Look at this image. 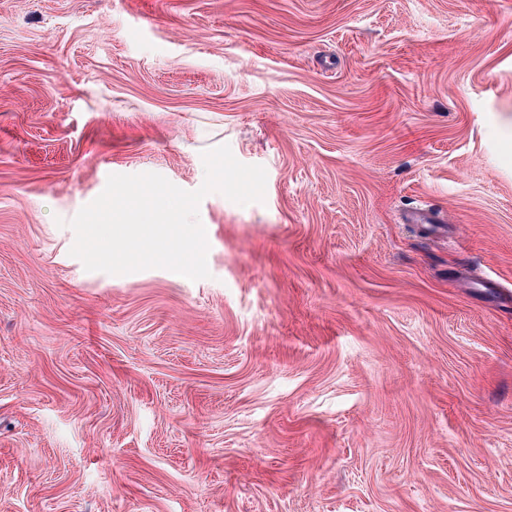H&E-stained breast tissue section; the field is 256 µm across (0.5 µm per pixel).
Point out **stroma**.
<instances>
[{
    "instance_id": "stroma-1",
    "label": "stroma",
    "mask_w": 512,
    "mask_h": 512,
    "mask_svg": "<svg viewBox=\"0 0 512 512\" xmlns=\"http://www.w3.org/2000/svg\"><path fill=\"white\" fill-rule=\"evenodd\" d=\"M221 144L209 278L71 256ZM0 512H512V0H0Z\"/></svg>"
}]
</instances>
